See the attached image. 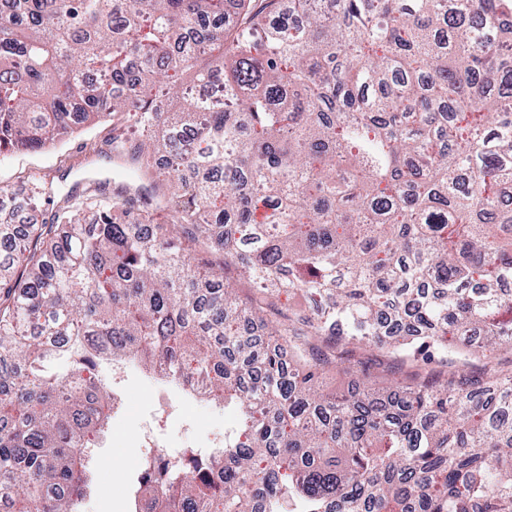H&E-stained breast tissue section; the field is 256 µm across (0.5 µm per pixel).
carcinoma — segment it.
<instances>
[{
    "instance_id": "cac0c4a2",
    "label": "carcinoma",
    "mask_w": 512,
    "mask_h": 512,
    "mask_svg": "<svg viewBox=\"0 0 512 512\" xmlns=\"http://www.w3.org/2000/svg\"><path fill=\"white\" fill-rule=\"evenodd\" d=\"M92 122L0 187V512L94 494L103 355L239 410L146 512H512V0H4L0 155ZM109 129L98 124L88 125L80 132L58 143L55 148L16 153L2 160L0 158V186L17 188L27 180L30 173L39 172L45 168L51 169L53 175H59V172L56 171L59 166L64 164V161L68 165L70 161L82 156L80 146L83 143H100Z\"/></svg>"
}]
</instances>
